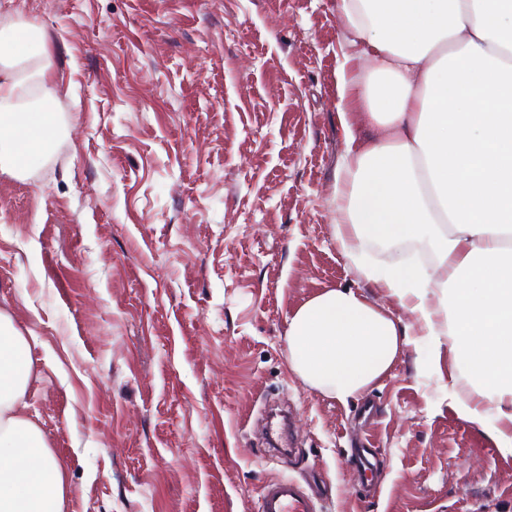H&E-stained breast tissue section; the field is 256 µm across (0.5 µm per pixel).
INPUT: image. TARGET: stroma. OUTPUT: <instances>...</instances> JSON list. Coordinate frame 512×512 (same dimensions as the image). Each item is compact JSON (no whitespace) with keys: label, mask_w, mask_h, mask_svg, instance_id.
<instances>
[{"label":"stroma","mask_w":512,"mask_h":512,"mask_svg":"<svg viewBox=\"0 0 512 512\" xmlns=\"http://www.w3.org/2000/svg\"><path fill=\"white\" fill-rule=\"evenodd\" d=\"M62 132L0 169V312L31 335L24 400L65 512H255L270 478L320 512H512V454L456 416L462 369L407 346L340 402L288 362L289 320L368 293L339 249L342 80L369 81L336 0H25ZM288 404L297 461L256 421Z\"/></svg>","instance_id":"stroma-1"}]
</instances>
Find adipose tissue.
<instances>
[{"label": "adipose tissue", "mask_w": 512, "mask_h": 512, "mask_svg": "<svg viewBox=\"0 0 512 512\" xmlns=\"http://www.w3.org/2000/svg\"><path fill=\"white\" fill-rule=\"evenodd\" d=\"M24 0H0V166L43 163L60 129L42 29ZM375 82L356 87L336 180L340 250L427 238L432 264L361 265L369 287L408 312L401 323L364 293L328 288L288 326V361L345 402L385 377L411 337L447 339L471 388L458 417L512 453V0H337ZM33 363L27 336L0 314V512H64L65 475L22 415Z\"/></svg>", "instance_id": "1"}]
</instances>
